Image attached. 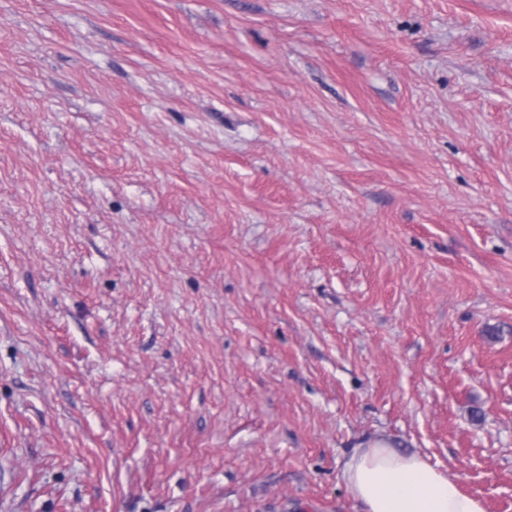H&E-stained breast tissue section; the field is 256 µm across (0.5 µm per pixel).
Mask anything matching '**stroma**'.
Listing matches in <instances>:
<instances>
[{
	"mask_svg": "<svg viewBox=\"0 0 512 512\" xmlns=\"http://www.w3.org/2000/svg\"><path fill=\"white\" fill-rule=\"evenodd\" d=\"M376 440L512 512V0H0V512Z\"/></svg>",
	"mask_w": 512,
	"mask_h": 512,
	"instance_id": "35a3bbf8",
	"label": "stroma"
}]
</instances>
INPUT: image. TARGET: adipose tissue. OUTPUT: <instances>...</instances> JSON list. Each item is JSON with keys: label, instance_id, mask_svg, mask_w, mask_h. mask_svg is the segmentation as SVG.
I'll return each mask as SVG.
<instances>
[{"label": "adipose tissue", "instance_id": "ef3b65f1", "mask_svg": "<svg viewBox=\"0 0 512 512\" xmlns=\"http://www.w3.org/2000/svg\"><path fill=\"white\" fill-rule=\"evenodd\" d=\"M344 477L364 512H484L442 472L385 441L356 449Z\"/></svg>", "mask_w": 512, "mask_h": 512}]
</instances>
